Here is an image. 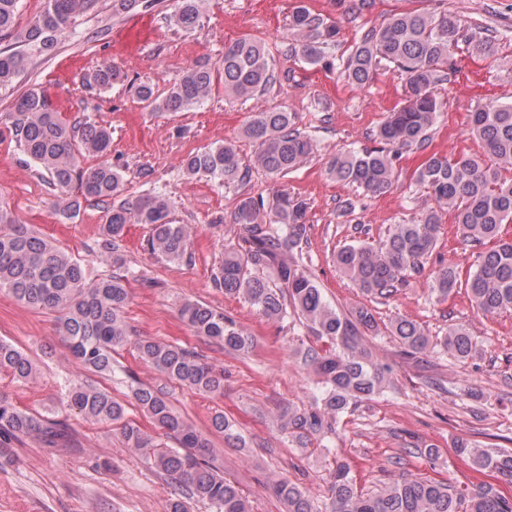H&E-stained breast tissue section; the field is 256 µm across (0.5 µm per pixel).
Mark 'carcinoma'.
Masks as SVG:
<instances>
[{
	"mask_svg": "<svg viewBox=\"0 0 512 512\" xmlns=\"http://www.w3.org/2000/svg\"><path fill=\"white\" fill-rule=\"evenodd\" d=\"M19 0H0V87L12 84L27 69L28 50L51 54L58 37L87 13L94 0H46L44 9L21 27ZM203 0H175L169 23L184 31L199 22ZM156 0H112L121 13L138 7L152 9ZM288 31L290 51L311 65L331 68L329 50L336 46L339 27L305 8L292 13ZM465 46L471 54L488 53L489 38H476L462 21L448 14L405 11L370 30L343 60L342 76L354 85L369 82L378 63H393L406 75L404 104L380 124L377 138L383 149L336 153L324 163L326 175L354 184L369 196L388 192L398 178L395 157L402 151L426 150L442 103L435 87L448 74L459 72L450 49ZM224 76V95L249 99L265 93L276 82L274 65L261 39L244 36L224 46L218 67L207 62L187 66L162 94L149 82L135 87L139 101L154 112H178L205 102L214 87V71ZM124 81L114 65L103 62L86 72L81 85L89 90L109 89ZM11 132L21 151L57 191L56 206L73 216L84 201L107 206L98 250L112 259V274L90 280L86 270L69 254L36 236L0 209V292L32 306L58 314V330L75 361L93 373L112 372V353L133 345L138 357L161 375V383L132 389L136 407L171 439L174 446L158 444L128 418L124 402L92 381L68 390L70 406L87 420L118 427L128 448L145 456L168 476L176 489L166 512H187L186 501L208 502L217 512H252L248 498L232 481L208 462L207 434L178 414L169 400L168 384L175 383L205 395L224 393V373L207 362L196 347L176 342L135 338L124 317L128 301L127 274L120 254L130 224L149 226L147 245L152 254L169 262L191 258L189 246L194 225L176 224L171 204L159 193L134 200L123 197L122 173L112 166L111 129L89 120H64L51 101L36 89L21 95L8 113ZM471 133L481 142L490 161L478 156L432 153L411 178L425 189L435 206L426 209L415 224H398L387 238L373 246L362 240L341 246L336 266L362 294L388 298L407 278L418 274L436 250L442 215L453 216L466 245L479 249L477 265L461 277L454 265L436 271L430 294L439 302L459 287L466 288L477 311L485 316L512 313V103L488 102L470 113ZM256 150L250 164L242 162L235 144L226 142L186 156L182 172L230 186L250 177L251 168L286 175L318 153L317 142L296 128L295 115L273 107L254 113L243 130ZM99 162L85 165V159ZM308 204L286 192L269 201L244 197L233 213L246 236L238 247L224 252L213 281L224 295L242 297L269 321L295 318L328 348L307 346L299 350L304 366L318 376L317 394L307 407L283 408L277 415L282 431L299 448L311 438L336 433L339 418L359 402L393 387L392 370L375 358L367 337L380 329L407 355L447 354L456 360H474L481 348L468 330L453 326L441 337L432 336L419 323L396 317L379 326L377 312L362 304L343 312L328 303L303 259L295 250L307 239ZM180 316L206 345L247 354L255 339L224 311L188 301ZM0 372L19 382L36 377L37 369L22 349L0 340ZM211 428L227 440L243 443L235 424L224 414L211 418ZM67 435L61 420L35 416L0 397V448L22 437L34 436L49 447ZM457 455L474 472L493 481L460 487L430 477L400 478L365 491L356 484L350 465L334 460L325 501L312 500L287 477L272 481L273 493L288 512H512V450L481 448L467 438L454 443Z\"/></svg>",
	"mask_w": 512,
	"mask_h": 512,
	"instance_id": "1",
	"label": "carcinoma"
}]
</instances>
